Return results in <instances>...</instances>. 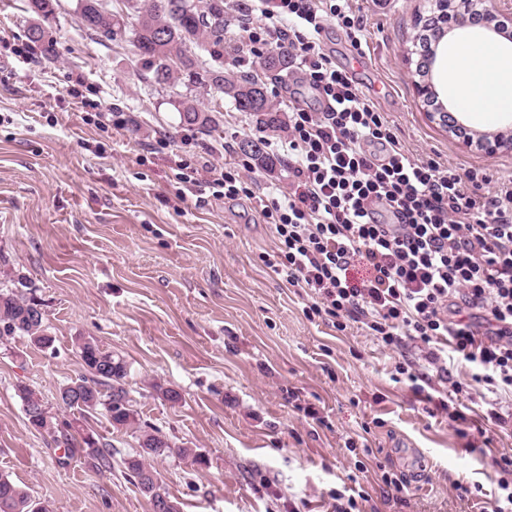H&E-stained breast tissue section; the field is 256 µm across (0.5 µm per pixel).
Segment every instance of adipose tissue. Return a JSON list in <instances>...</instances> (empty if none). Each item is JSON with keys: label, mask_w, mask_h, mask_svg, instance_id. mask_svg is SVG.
<instances>
[{"label": "adipose tissue", "mask_w": 512, "mask_h": 512, "mask_svg": "<svg viewBox=\"0 0 512 512\" xmlns=\"http://www.w3.org/2000/svg\"><path fill=\"white\" fill-rule=\"evenodd\" d=\"M456 87L459 106L468 112L486 109L483 89L487 84L512 83V53L507 48L490 51L482 42L458 46L448 67Z\"/></svg>", "instance_id": "1"}]
</instances>
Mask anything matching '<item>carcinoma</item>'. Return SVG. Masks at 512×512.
<instances>
[{
    "label": "carcinoma",
    "mask_w": 512,
    "mask_h": 512,
    "mask_svg": "<svg viewBox=\"0 0 512 512\" xmlns=\"http://www.w3.org/2000/svg\"><path fill=\"white\" fill-rule=\"evenodd\" d=\"M32 20L27 39L40 54L56 56V44L48 38V27L56 18L57 0H27ZM124 9L112 11L106 0H77L86 31L97 39L113 41L127 37L141 64L145 79L158 86L178 80L185 83L186 93L179 95L175 108L181 124L201 131L211 128L210 112L201 109L192 88L200 86L228 100L240 112H247L259 124L276 127V108L264 83L253 77L224 68V0H123ZM291 63L288 48L275 49L263 61L268 72H279ZM246 152L257 167L271 171L275 163L263 150L262 143H246ZM27 287L21 279L11 289H0V340L20 338L40 348L49 349L54 338L44 321L40 304L18 294ZM76 347L83 371L59 391V404L79 414L102 410L115 429L137 424L127 389L128 363L118 355L102 349L91 338H80ZM28 424L36 430L54 428L50 411L38 393L25 384L17 386ZM73 428L72 423H66ZM75 429V428H73ZM68 455L78 449L102 468L112 465V449L104 438L75 429L64 437ZM177 456L193 464L204 465L206 459L194 448L173 444L156 428L139 429V448L122 460L139 489L149 497L152 512H180L179 503L171 498L160 482L150 461ZM0 512H50L49 505L31 497L9 477L0 474Z\"/></svg>",
    "instance_id": "carcinoma-1"
}]
</instances>
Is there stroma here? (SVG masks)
Wrapping results in <instances>:
<instances>
[{"label": "stroma", "mask_w": 512, "mask_h": 512, "mask_svg": "<svg viewBox=\"0 0 512 512\" xmlns=\"http://www.w3.org/2000/svg\"><path fill=\"white\" fill-rule=\"evenodd\" d=\"M430 3L352 0L364 54L338 27L323 47L414 154L488 174L491 194L512 180V149L464 144L413 92L406 49ZM28 22L23 0H0V272L27 277L55 342L48 350L18 338L0 344V473L53 512H151L122 464L138 447L135 430L87 414L83 428L113 448L111 470L100 471L83 454L65 456L56 434L31 427L16 393L30 385L59 412L60 388L82 371L74 343L90 336L129 364L140 425L206 458L203 466L153 462L181 512H334L331 491L354 479L370 496L361 512H488L512 429L487 417L480 393H453V382L467 380L464 367H451L437 388L480 427L469 438L407 382L393 381L396 363L415 349L392 352L359 324L339 332L305 317L307 297L261 261L276 242L248 204L204 187L180 199L168 150L192 161L228 137L243 148L259 137L254 117L200 89L216 130L180 125L174 88L147 83L127 42L90 39L76 0H59L49 31L56 59L19 63L10 47L26 43ZM224 65L259 77L276 107L297 98L323 109L304 84L266 72L233 43L224 45ZM76 76L89 106L66 93ZM96 102L122 113L123 126L95 125ZM159 384L180 401L158 395ZM385 470L405 480L398 496L388 495ZM458 482L473 486L468 499L458 497Z\"/></svg>", "instance_id": "35a3bbf8"}]
</instances>
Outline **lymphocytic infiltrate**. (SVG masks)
<instances>
[{
    "mask_svg": "<svg viewBox=\"0 0 512 512\" xmlns=\"http://www.w3.org/2000/svg\"><path fill=\"white\" fill-rule=\"evenodd\" d=\"M334 25L363 51V19L350 0H258L237 18L242 49L260 59L288 48L301 82L325 104L320 112L288 104L282 196L260 192L250 156L229 141L221 165L174 159L175 178L261 214L276 240L261 260L309 296L307 319L341 332L361 324L392 351L414 345L422 362L396 371L416 395L454 359L467 363L470 389L512 393V185L484 194L479 172L414 156L325 53ZM359 259L373 274L356 283L348 271Z\"/></svg>",
    "mask_w": 512,
    "mask_h": 512,
    "instance_id": "obj_1",
    "label": "lymphocytic infiltrate"
}]
</instances>
